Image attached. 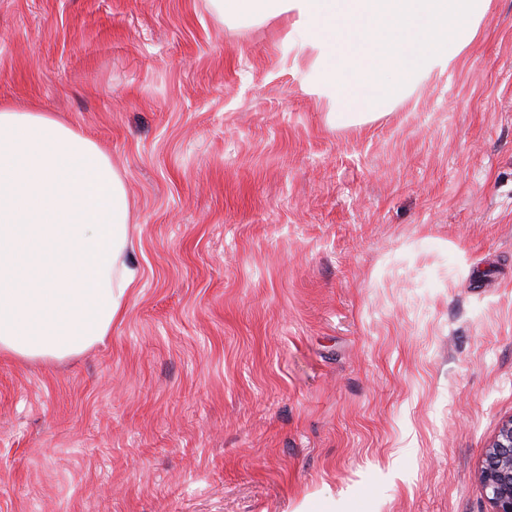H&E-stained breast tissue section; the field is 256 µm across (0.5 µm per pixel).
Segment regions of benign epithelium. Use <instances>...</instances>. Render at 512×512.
Here are the masks:
<instances>
[{"label":"benign epithelium","instance_id":"obj_1","mask_svg":"<svg viewBox=\"0 0 512 512\" xmlns=\"http://www.w3.org/2000/svg\"><path fill=\"white\" fill-rule=\"evenodd\" d=\"M480 478L492 512H512V418L485 449Z\"/></svg>","mask_w":512,"mask_h":512}]
</instances>
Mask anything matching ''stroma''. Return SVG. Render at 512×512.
<instances>
[{"instance_id":"35a3bbf8","label":"stroma","mask_w":512,"mask_h":512,"mask_svg":"<svg viewBox=\"0 0 512 512\" xmlns=\"http://www.w3.org/2000/svg\"><path fill=\"white\" fill-rule=\"evenodd\" d=\"M290 18L0 0V102L103 148L142 271L78 356H0V512H490L512 418V0L379 119ZM480 478L492 512H512V418L485 449Z\"/></svg>"}]
</instances>
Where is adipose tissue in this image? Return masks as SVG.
<instances>
[{
    "label": "adipose tissue",
    "mask_w": 512,
    "mask_h": 512,
    "mask_svg": "<svg viewBox=\"0 0 512 512\" xmlns=\"http://www.w3.org/2000/svg\"><path fill=\"white\" fill-rule=\"evenodd\" d=\"M218 15L293 19L321 94L366 123L467 51L491 0H209ZM108 154L52 113L0 105V353L62 360L120 319L139 272Z\"/></svg>",
    "instance_id": "1"
}]
</instances>
